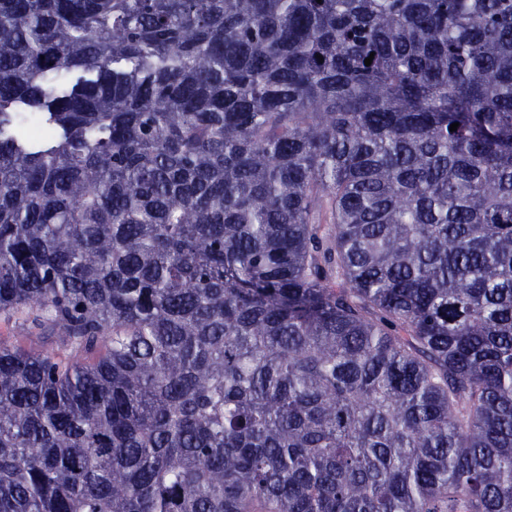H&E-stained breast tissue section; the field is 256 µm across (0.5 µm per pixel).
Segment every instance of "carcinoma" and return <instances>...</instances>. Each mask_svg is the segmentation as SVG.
Returning <instances> with one entry per match:
<instances>
[{
	"mask_svg": "<svg viewBox=\"0 0 512 512\" xmlns=\"http://www.w3.org/2000/svg\"><path fill=\"white\" fill-rule=\"evenodd\" d=\"M0 321V512H512V0H0Z\"/></svg>",
	"mask_w": 512,
	"mask_h": 512,
	"instance_id": "obj_1",
	"label": "carcinoma"
}]
</instances>
